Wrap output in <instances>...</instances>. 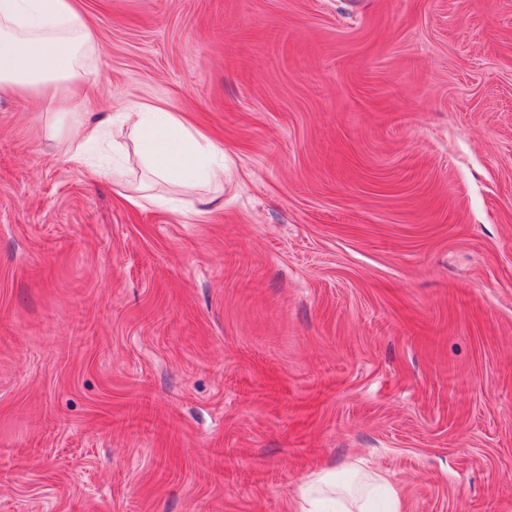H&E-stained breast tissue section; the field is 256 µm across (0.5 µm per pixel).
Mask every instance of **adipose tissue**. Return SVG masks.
Segmentation results:
<instances>
[{"mask_svg": "<svg viewBox=\"0 0 512 512\" xmlns=\"http://www.w3.org/2000/svg\"><path fill=\"white\" fill-rule=\"evenodd\" d=\"M99 49L75 0H0V93L38 98L47 114L45 136L71 158L112 138L124 125L133 151L157 182L224 186V148L174 113L131 105L120 118L89 119L76 91L97 76ZM79 136H70L68 126ZM297 512H402L399 491L357 460L298 487Z\"/></svg>", "mask_w": 512, "mask_h": 512, "instance_id": "obj_1", "label": "adipose tissue"}]
</instances>
